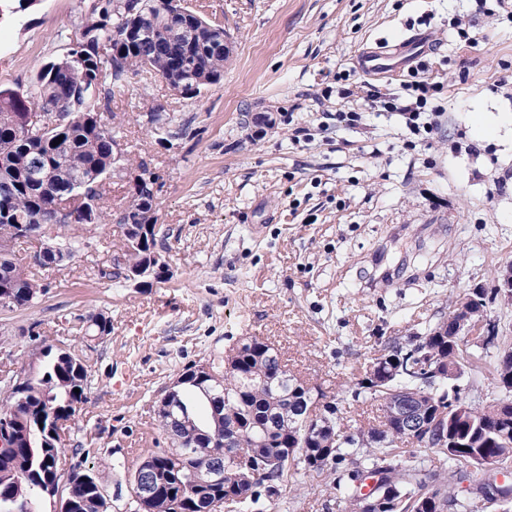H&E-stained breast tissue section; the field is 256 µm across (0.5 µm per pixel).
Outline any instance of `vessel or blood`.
<instances>
[{
    "instance_id": "vessel-or-blood-1",
    "label": "vessel or blood",
    "mask_w": 512,
    "mask_h": 512,
    "mask_svg": "<svg viewBox=\"0 0 512 512\" xmlns=\"http://www.w3.org/2000/svg\"><path fill=\"white\" fill-rule=\"evenodd\" d=\"M431 51L429 33L414 31L409 37L393 44H372L356 56L357 68L366 76L380 78L404 73Z\"/></svg>"
}]
</instances>
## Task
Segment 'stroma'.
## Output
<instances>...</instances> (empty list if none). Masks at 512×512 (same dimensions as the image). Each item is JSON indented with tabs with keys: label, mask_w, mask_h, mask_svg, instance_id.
Listing matches in <instances>:
<instances>
[{
	"label": "stroma",
	"mask_w": 512,
	"mask_h": 512,
	"mask_svg": "<svg viewBox=\"0 0 512 512\" xmlns=\"http://www.w3.org/2000/svg\"><path fill=\"white\" fill-rule=\"evenodd\" d=\"M98 0H39L0 23V87L23 95L69 45ZM222 22L233 52L220 85L191 98L161 80L130 78L111 106L123 125L128 179L105 184L100 224L62 229L84 248L38 270L50 282L32 307L0 309V357L36 371L40 336L82 350L88 401L63 434L83 445L108 493L163 442L159 392L186 366L220 360L242 338L279 350L291 373L333 396L391 337L425 333L462 289L491 288L512 264V123L483 134L472 118L512 116V19L478 0H188ZM469 21L467 48L453 27ZM428 29L443 83L442 126L413 140L393 112L340 98L361 74L354 57L374 41ZM161 110L172 136L156 140L142 115ZM356 111L354 128L325 129L328 113ZM274 123L257 132L258 113ZM158 177L153 209L164 235V279L142 287L103 279L123 245L119 217L131 176ZM103 312L104 337L74 317Z\"/></svg>",
	"instance_id": "1"
}]
</instances>
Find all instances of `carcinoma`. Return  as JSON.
<instances>
[{
  "mask_svg": "<svg viewBox=\"0 0 512 512\" xmlns=\"http://www.w3.org/2000/svg\"><path fill=\"white\" fill-rule=\"evenodd\" d=\"M146 0V8L132 18L112 12V0L98 6L93 24L70 42L69 56L45 64L36 77L37 90L17 104L0 97V242L22 237L20 225L38 232L46 229L59 237V229L104 220L101 208L81 199L83 184L103 177L112 168V144L123 138L118 124L104 120L112 100L125 91L127 78L145 81L163 76L172 84L187 85L185 97L196 96L205 86L224 79V27L213 21L158 6ZM147 29L152 38L142 41L135 30ZM78 57L82 81L73 87L70 58ZM51 112L57 125L48 141L23 137L16 115ZM62 138L59 144L53 140ZM153 208V197L131 190V201L119 223L125 225ZM157 225L139 247L124 238L122 260L148 264L151 250L159 249ZM49 291V284L31 276L15 258L0 253V297L12 301L8 309L29 308ZM455 311H449L422 336L407 341L391 338L384 353L371 363L372 375L351 388L354 401L378 402L382 414L366 427L347 417L345 398L323 402L309 426L295 422L298 409L313 405L304 381L283 375L288 365L276 353L257 358L266 342L251 338L224 373V386L208 392L190 365L173 387L162 394L174 405V416L188 414L193 428L178 432L179 424L166 414L157 416L161 431H177L184 439L179 447L154 448L151 464L164 478L149 501L134 500L137 490L128 483L130 509L134 512H271L281 497L284 480L292 475L324 476L327 499L344 505L345 512H359L362 486L371 479L387 492L386 512H479L476 499L462 495V480L486 484L487 473L465 471L470 457L503 465L512 458V347L499 353L492 377L495 386L508 392L475 403L460 394L458 378L450 371L472 370L484 359L471 353L464 361L461 346L451 336ZM88 336H108L112 320L103 312L79 317ZM38 372L27 375L0 364V421H8L9 446L0 448V512H39L46 498L59 497L69 504L60 512H112L95 471L85 466L89 451L72 449L76 462L52 490L47 478L57 475L62 454L58 430L74 420L79 405L87 402L88 371L76 353L43 343ZM429 363L438 373L406 366ZM80 392H74V389ZM424 394L427 409L448 411V436L457 448L434 447L435 434L403 431L384 414L398 397L410 399L413 391ZM237 435L239 459L224 460V476L214 484L195 481L201 465V449L225 451L219 442L224 433Z\"/></svg>",
  "mask_w": 512,
  "mask_h": 512,
  "instance_id": "1",
  "label": "carcinoma"
}]
</instances>
